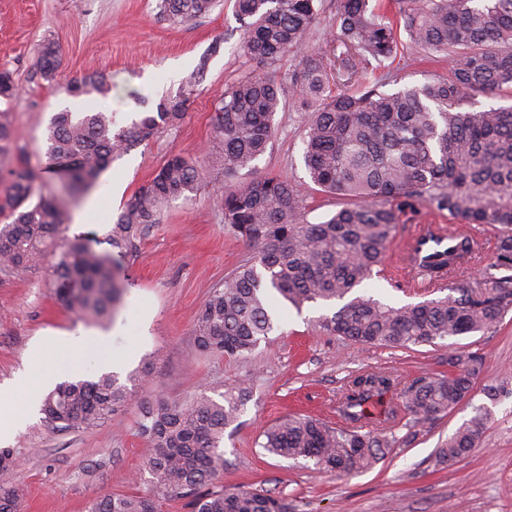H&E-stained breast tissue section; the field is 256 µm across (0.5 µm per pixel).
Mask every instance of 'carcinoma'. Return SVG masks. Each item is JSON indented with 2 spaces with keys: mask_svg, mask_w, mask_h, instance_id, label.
I'll list each match as a JSON object with an SVG mask.
<instances>
[{
  "mask_svg": "<svg viewBox=\"0 0 512 512\" xmlns=\"http://www.w3.org/2000/svg\"><path fill=\"white\" fill-rule=\"evenodd\" d=\"M318 0H234L245 27V54L263 69L224 92L214 120V140L224 157L221 202L224 223L251 248L214 288L193 327L203 353L247 363L274 330L273 301L300 307L335 302L322 318L330 335L365 346L407 348L495 328L512 311V107L476 110V93L512 89V0H336V31L316 49L307 32L318 22ZM214 0H160L167 17L189 22ZM406 34L401 41L400 33ZM41 71L53 77L59 46L38 51ZM300 60L292 78L299 97L313 104L304 138V163L321 191L353 202L327 220L304 219L305 194L286 178L258 174L274 133L283 83L269 73L283 57ZM424 55L448 58V72L393 93L371 76L400 59L408 66ZM75 95L108 98L112 79L89 72L71 82ZM189 98L161 104L157 112L121 126L116 113L59 112L52 118L45 161L9 171L0 198V272L16 274L54 257L51 276L58 302L85 320L108 317L121 296L114 270L137 250L141 236L163 222L166 204L197 192L204 175L197 155L168 157L111 224L110 249L97 251L84 238L60 245L69 207L97 184L112 159L158 131L178 125ZM16 139L10 112L0 111V154ZM253 175L241 177V171ZM448 212L459 224L497 231L496 260L473 279L481 261L477 244L455 234L448 259L421 266L446 281L443 297L399 307L360 292L381 275L400 216L417 201ZM448 374H426L410 383L391 373L364 371L349 378L336 402L339 422L290 416L263 433L260 446L285 459L305 458L319 469L350 475L370 468L387 450L414 439L413 428L455 409L483 371L477 352L448 356ZM251 377L224 388L217 401L202 390L183 401L157 399L143 407L138 433L148 448L142 469L146 488L135 495L106 494L89 512H159V499L186 500L188 512H294L268 490L226 489L224 430L250 400ZM395 395L384 413L392 426L379 431L368 405ZM134 391L112 372L94 380L64 381L46 393L41 411L58 431L94 430L126 406ZM489 413L478 409L448 436L437 460L452 466L469 456L483 436ZM406 433L399 437L400 430ZM18 485L0 487V512H18Z\"/></svg>",
  "mask_w": 512,
  "mask_h": 512,
  "instance_id": "carcinoma-1",
  "label": "carcinoma"
}]
</instances>
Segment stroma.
I'll return each instance as SVG.
<instances>
[{"label": "stroma", "mask_w": 512, "mask_h": 512, "mask_svg": "<svg viewBox=\"0 0 512 512\" xmlns=\"http://www.w3.org/2000/svg\"><path fill=\"white\" fill-rule=\"evenodd\" d=\"M157 3L0 0V71H10L19 88L15 98L0 99V110L10 111L17 132L11 149L0 156V192L8 185V170L41 161L55 113L86 112L102 101L94 93L69 94V81L89 71L111 76L112 96L105 101L126 125L141 112L155 111L158 103L176 100L185 77L197 66L205 68L180 125L113 160L98 185L71 210L83 215V223L66 224L63 237L97 244L165 159L208 153L215 109L225 90L257 71L241 49L243 29L233 0H216L209 13L185 23L160 17ZM47 41L62 53L50 79L41 75L38 63V48ZM308 117L299 97L285 91L273 140L256 167L300 184L307 196L305 218L317 224L340 209L343 200L309 179L303 158ZM205 170L196 194L170 202L162 223L149 229L137 253L116 270L124 291L103 322L80 320L59 305L49 264L0 274V388L24 371L31 348L51 333L83 332L93 343L77 360L62 357L42 364L44 391L69 373L96 379L115 359L123 382L144 363L153 365L130 404L96 430L58 432L39 416L9 440L18 466L0 472V486L24 487L20 512H88L102 494L141 492L146 448L137 424L143 403L161 397L180 401L203 388L215 397L249 370L255 373L252 396L238 423L224 432V487L264 488L288 498L296 512H512V396L492 403L484 393L485 386L512 379V313L488 332L457 337V351L485 358L469 397L437 422L418 427L412 444L390 449L370 469L339 476L316 470L312 461L285 459L258 446L261 432L286 416L334 419L336 394L349 374L374 369L409 381L444 373L451 346L439 341L387 349L350 343L323 330L322 305L308 303L298 310L281 303L278 327L250 363L200 352L193 336L197 313L212 289L250 253L224 222L217 193L224 183L223 163L208 154ZM448 221L447 213L432 216L423 202L405 211L385 265H402L403 241L420 226ZM362 290L393 306L429 298L405 279L376 277ZM479 406L490 409L479 445L453 467L438 464L437 448Z\"/></svg>", "instance_id": "stroma-1"}]
</instances>
